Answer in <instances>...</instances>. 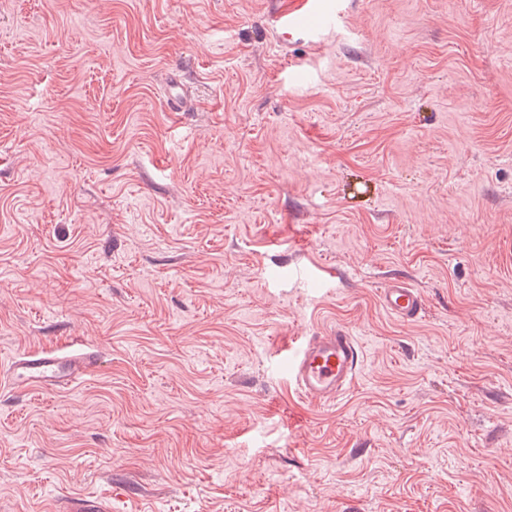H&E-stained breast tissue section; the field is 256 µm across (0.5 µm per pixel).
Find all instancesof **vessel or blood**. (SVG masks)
<instances>
[{"mask_svg": "<svg viewBox=\"0 0 512 512\" xmlns=\"http://www.w3.org/2000/svg\"><path fill=\"white\" fill-rule=\"evenodd\" d=\"M379 302L389 315L415 321L422 312L416 288L400 279L388 282L379 292ZM100 361L99 353L83 344L28 350L13 355L0 369V385L15 392L70 391L91 376ZM288 381L301 397L316 404H331L356 381L363 364L361 348L350 332L334 328L302 336L280 353ZM53 512H112V498L92 495L63 497Z\"/></svg>", "mask_w": 512, "mask_h": 512, "instance_id": "vessel-or-blood-1", "label": "vessel or blood"}]
</instances>
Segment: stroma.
<instances>
[{
  "mask_svg": "<svg viewBox=\"0 0 512 512\" xmlns=\"http://www.w3.org/2000/svg\"><path fill=\"white\" fill-rule=\"evenodd\" d=\"M298 2L0 0V360L101 353L0 389V512H512V0ZM275 28L279 31V37L284 43L296 36L308 33L306 29L300 26L296 16L288 12H280L275 14ZM379 302L385 312L404 322L415 321L422 312L420 293L401 279H393L380 289ZM277 361L301 397L316 404H331L356 381L363 356L355 336L334 328L297 338ZM99 356L80 343L17 353L1 368L0 386L15 392L70 391L96 371ZM54 512H112V494L85 498L62 497L55 501Z\"/></svg>",
  "mask_w": 512,
  "mask_h": 512,
  "instance_id": "stroma-1",
  "label": "stroma"
}]
</instances>
